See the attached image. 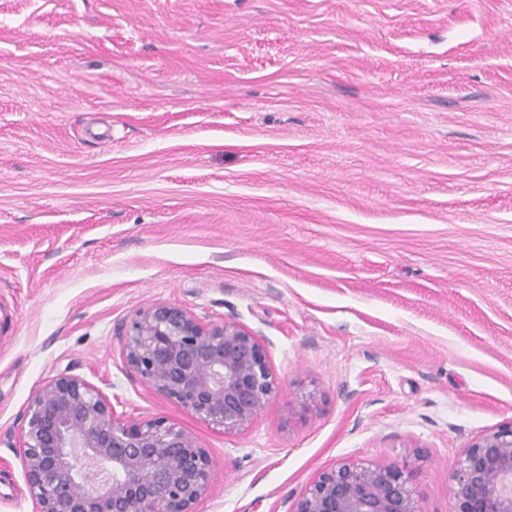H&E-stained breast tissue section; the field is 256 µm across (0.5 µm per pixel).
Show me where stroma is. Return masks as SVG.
Wrapping results in <instances>:
<instances>
[{
    "label": "stroma",
    "mask_w": 512,
    "mask_h": 512,
    "mask_svg": "<svg viewBox=\"0 0 512 512\" xmlns=\"http://www.w3.org/2000/svg\"><path fill=\"white\" fill-rule=\"evenodd\" d=\"M156 302L263 336L243 433L127 375ZM0 315V512L62 372L198 438V512H284L343 459L453 512L512 420V0H0Z\"/></svg>",
    "instance_id": "1"
}]
</instances>
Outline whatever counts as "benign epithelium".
<instances>
[{"mask_svg":"<svg viewBox=\"0 0 512 512\" xmlns=\"http://www.w3.org/2000/svg\"><path fill=\"white\" fill-rule=\"evenodd\" d=\"M133 378L196 418L245 431L278 388L262 337L201 321L176 302L139 309L118 327ZM12 449L33 512H197L210 454L162 417L132 419L88 380L60 373L31 398ZM453 512H512V420L479 436L451 475ZM285 512H420L410 475L343 460L316 474Z\"/></svg>","mask_w":512,"mask_h":512,"instance_id":"obj_1","label":"benign epithelium"}]
</instances>
